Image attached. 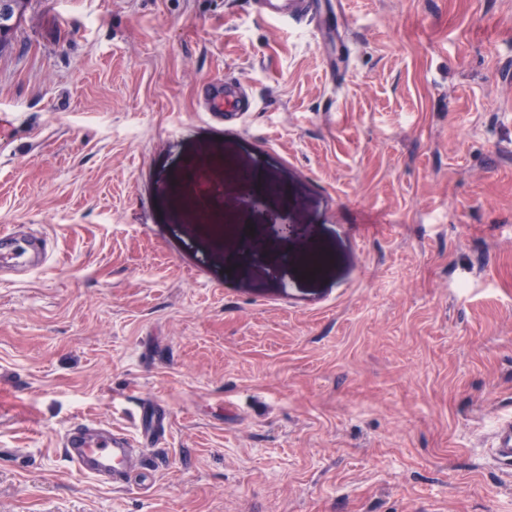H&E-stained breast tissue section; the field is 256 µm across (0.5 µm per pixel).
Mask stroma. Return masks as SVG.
Returning a JSON list of instances; mask_svg holds the SVG:
<instances>
[{"instance_id": "35a3bbf8", "label": "stroma", "mask_w": 512, "mask_h": 512, "mask_svg": "<svg viewBox=\"0 0 512 512\" xmlns=\"http://www.w3.org/2000/svg\"><path fill=\"white\" fill-rule=\"evenodd\" d=\"M343 8L331 43L250 0H31L0 229L53 249L0 280V512H512V0ZM211 77L252 111L204 112ZM145 406L147 488L67 462ZM493 460L502 468L512 469V418L502 419L494 430L491 448Z\"/></svg>"}]
</instances>
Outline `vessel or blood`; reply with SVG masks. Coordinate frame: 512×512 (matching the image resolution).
I'll list each match as a JSON object with an SVG mask.
<instances>
[{
    "instance_id": "vessel-or-blood-1",
    "label": "vessel or blood",
    "mask_w": 512,
    "mask_h": 512,
    "mask_svg": "<svg viewBox=\"0 0 512 512\" xmlns=\"http://www.w3.org/2000/svg\"><path fill=\"white\" fill-rule=\"evenodd\" d=\"M255 13L264 19H291L297 22L319 20L323 10L341 12L340 0H253ZM206 111L219 119H233L249 111L251 95L234 79L209 80L202 85ZM47 257V239L36 234L24 238L11 230L0 231V260L10 259L14 266L31 269ZM143 427L135 431L112 425L77 420L62 437L61 446L68 461L80 472L97 481L126 486L139 474L142 461L136 451ZM494 461L512 469V418L502 419L494 430L491 448Z\"/></svg>"
}]
</instances>
